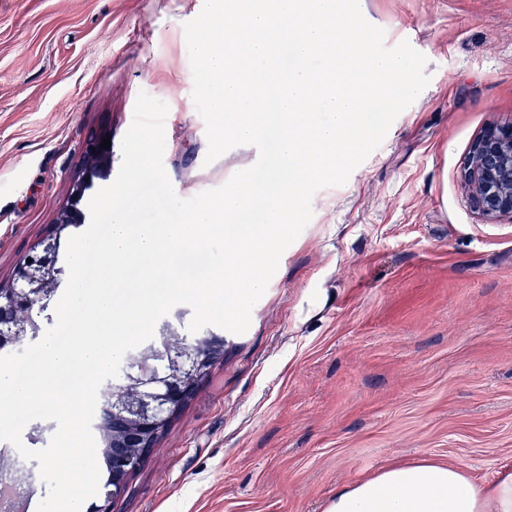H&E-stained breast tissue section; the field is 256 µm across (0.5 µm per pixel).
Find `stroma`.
<instances>
[{"label":"stroma","instance_id":"stroma-1","mask_svg":"<svg viewBox=\"0 0 512 512\" xmlns=\"http://www.w3.org/2000/svg\"><path fill=\"white\" fill-rule=\"evenodd\" d=\"M204 0H0V280L51 230L82 147L139 93L165 102L166 173L193 197L213 163L184 25ZM429 85L344 185L319 190L242 334L131 475L112 512H326L393 465L512 471V217L474 208L472 141L512 123V0H361Z\"/></svg>","mask_w":512,"mask_h":512}]
</instances>
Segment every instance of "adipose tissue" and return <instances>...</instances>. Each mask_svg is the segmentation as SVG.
<instances>
[{
    "instance_id": "obj_1",
    "label": "adipose tissue",
    "mask_w": 512,
    "mask_h": 512,
    "mask_svg": "<svg viewBox=\"0 0 512 512\" xmlns=\"http://www.w3.org/2000/svg\"><path fill=\"white\" fill-rule=\"evenodd\" d=\"M326 512H512V473L486 486L454 464L389 467L342 487Z\"/></svg>"
}]
</instances>
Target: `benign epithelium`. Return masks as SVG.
Wrapping results in <instances>:
<instances>
[{
    "mask_svg": "<svg viewBox=\"0 0 512 512\" xmlns=\"http://www.w3.org/2000/svg\"><path fill=\"white\" fill-rule=\"evenodd\" d=\"M101 143L103 139L94 136L86 140L82 165L52 233L33 244L16 262L9 279L0 281V347L16 346L43 333V322L33 313L47 311L58 291L62 241L86 223L88 215L81 202L93 179L112 164V149L100 147ZM462 178L482 214L512 216V124L490 125L477 136ZM157 331V340L129 361L125 389L132 395L112 397L110 379L99 390L92 429L105 432L107 446L113 449L108 481L114 500L127 489L132 458L154 446L196 386L224 357V336L211 330L190 336L179 316L161 323ZM0 480L11 482L23 494L32 489L31 474L20 475L12 468L1 469Z\"/></svg>",
    "mask_w": 512,
    "mask_h": 512,
    "instance_id": "7a95c632",
    "label": "benign epithelium"
}]
</instances>
